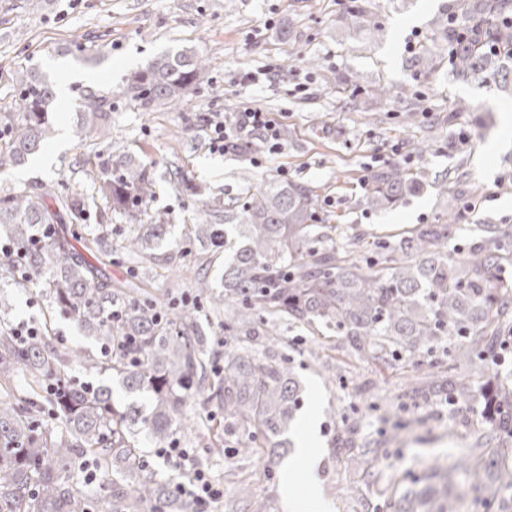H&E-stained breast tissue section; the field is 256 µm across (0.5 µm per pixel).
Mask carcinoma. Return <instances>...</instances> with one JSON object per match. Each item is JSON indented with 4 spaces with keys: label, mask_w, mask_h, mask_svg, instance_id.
Masks as SVG:
<instances>
[{
    "label": "carcinoma",
    "mask_w": 512,
    "mask_h": 512,
    "mask_svg": "<svg viewBox=\"0 0 512 512\" xmlns=\"http://www.w3.org/2000/svg\"><path fill=\"white\" fill-rule=\"evenodd\" d=\"M462 26L440 25L421 47L416 62L434 70L440 41L459 77L488 73L506 85L512 81V0H461ZM211 62L195 49L158 55L130 74L127 93L139 107L177 105L192 87L207 80ZM18 99L0 115V171L20 166L38 154L54 132L49 112L57 87L37 68L15 74ZM79 110L74 135L95 134L102 148L86 162V174L112 210L131 217L146 213L154 196L150 166L140 157L112 155V103L92 93ZM370 209L397 204L421 188L420 179L391 162L363 184ZM315 189L287 179L252 187L240 210V223L219 228L207 223V204L198 210L194 238L227 246L224 294L232 307L226 336L281 335L286 322L345 336L363 358L398 360L401 354L430 353L447 344L448 371L428 364L433 389L458 399L466 383L456 368L512 347V279L502 275L508 244L498 227L486 224L462 257L448 251V240L464 213L455 210L437 224H420L388 242L354 232L349 248L336 249L345 229L316 223ZM87 218L84 199L58 186L35 184L0 194V226L20 250L3 258L24 278L45 280L50 301L66 309L85 336L99 345L96 355L52 346L37 336L20 344L12 330L0 328V512H196L176 486L156 479L138 446L146 436L158 448L179 432L224 444V429L213 418L191 412V396L218 399L229 415L253 426L269 454L285 447L281 436L296 418L301 388L288 360L260 356L246 346L224 351V375L205 385V337L195 333L197 312L175 308L134 282L116 281L105 267L112 263V242L97 234L86 239L90 262L71 238L74 224ZM168 218L156 212L148 224H136L120 250L139 263L151 256L168 232ZM46 234L40 243L34 236ZM117 318H112V315ZM123 351L112 356V345ZM110 371L121 379L132 400L120 405L112 389L74 380L63 392H51L53 377H66L70 364ZM484 411L493 424L474 435V447L488 448L481 460L456 466L436 464L410 476L393 503L394 512H460L459 496L450 495L454 478L485 504L494 492L512 490V384L491 380ZM49 414L62 430L48 434L35 417ZM88 468L104 479L92 498L69 483V474Z\"/></svg>",
    "instance_id": "carcinoma-1"
}]
</instances>
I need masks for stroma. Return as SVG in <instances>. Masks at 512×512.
<instances>
[{"label": "stroma", "mask_w": 512, "mask_h": 512, "mask_svg": "<svg viewBox=\"0 0 512 512\" xmlns=\"http://www.w3.org/2000/svg\"><path fill=\"white\" fill-rule=\"evenodd\" d=\"M362 4L380 29H354L347 13ZM457 0H50L39 14H29L22 0H0V108L11 110L18 90L17 70L38 66L59 86L52 114L56 134L37 160L0 173V190L37 183L80 182L94 144L77 140L71 129L87 91L112 101V151L132 153L151 164L157 175L149 212L167 213L171 224L165 243L143 264L142 272L177 267L176 284L153 280L149 292L164 302L181 304L191 297L199 309L198 333L205 336L208 377L224 366V316L197 296L194 281L205 272L220 286L224 250L200 249L189 239L197 208L208 204L212 223H225L239 210L248 188L287 174L290 180L315 187L321 216L327 224H347L369 235L393 240L407 229L437 223L451 210L467 213L451 247L467 249L471 227L494 224L512 241V85L500 88L491 79H455L448 63L433 72L410 66L408 42L422 44L436 34L438 20L458 16ZM270 29H263L266 19ZM292 27V40L280 32ZM193 46L209 55V80L191 89L180 106L156 105L143 110L124 93L130 72L154 56ZM316 57L309 66L307 57ZM356 77L340 84L339 76ZM378 83L391 90L387 101H375ZM422 106L408 120L409 101ZM469 109L452 111L455 101ZM274 113L283 150L238 149L223 155L209 148L210 123L242 103ZM468 144L458 140L460 133ZM431 142L420 153L423 142ZM412 155L410 171L422 187L403 202L371 210L360 205V179L385 164L392 146ZM447 192H439V184ZM91 218L80 230L75 248L91 234L104 233L112 243L128 236L131 219L113 212L109 202L89 192ZM54 324L47 338L59 348L96 350L70 319L57 315L38 280L17 282L0 268V324ZM314 331L286 324L281 344L260 336H236L263 356L289 359L302 384V411L316 409L313 429L324 474L322 494L333 512H392L388 486L403 488L410 474L422 472L442 457L455 463L469 452L473 428L482 413V390L489 378L512 379V365L491 370L480 365L470 377L465 401L448 407L426 384L405 388L398 371L371 361H354L341 377H331L324 362L346 347L342 336L330 337L321 357L310 353ZM422 417V427L403 442L393 441L396 417ZM224 450L196 451L200 468L224 490L209 512H285L282 504L286 449L269 458L265 448L252 456L237 453L249 427L223 419Z\"/></svg>", "instance_id": "stroma-1"}]
</instances>
